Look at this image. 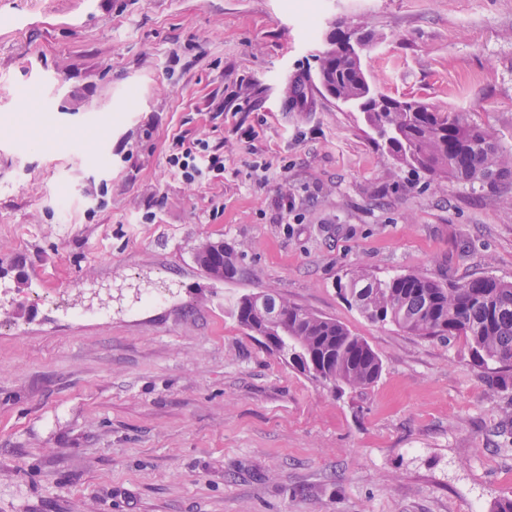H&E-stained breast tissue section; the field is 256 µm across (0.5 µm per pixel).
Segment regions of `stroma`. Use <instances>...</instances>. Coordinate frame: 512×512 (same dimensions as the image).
Instances as JSON below:
<instances>
[{
  "mask_svg": "<svg viewBox=\"0 0 512 512\" xmlns=\"http://www.w3.org/2000/svg\"><path fill=\"white\" fill-rule=\"evenodd\" d=\"M338 23L370 35L376 90L512 148V0H0V512L512 498V388L489 392L464 338L370 322L337 290L356 268L512 281V181L388 160L315 78ZM69 127L94 152L58 150ZM199 138L224 170L190 185L167 157ZM215 242L242 277L198 264ZM164 284L166 303H140ZM268 288L363 337L380 379L338 393L269 353L233 314ZM210 246H211V248H210ZM209 248H210L211 258H213V259H215L219 253H221V254L224 253V270L227 274H225L223 277L221 275L213 273L210 270H206V271L216 279H220V280L235 279L239 274V269H238L237 265L235 264V262L233 261L232 254L227 252L224 249V244H211V245L205 244V245H203L198 253V259H199L200 263L202 265H204V262L206 260L204 257V253H206L209 250Z\"/></svg>",
  "mask_w": 512,
  "mask_h": 512,
  "instance_id": "obj_1",
  "label": "stroma"
}]
</instances>
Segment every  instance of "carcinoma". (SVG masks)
Segmentation results:
<instances>
[{
  "label": "carcinoma",
  "mask_w": 512,
  "mask_h": 512,
  "mask_svg": "<svg viewBox=\"0 0 512 512\" xmlns=\"http://www.w3.org/2000/svg\"><path fill=\"white\" fill-rule=\"evenodd\" d=\"M315 62L318 76L327 78L343 103L364 112L366 124L397 162L440 183L452 178L483 187L512 179V148L467 113L436 111L396 98L386 111L369 112L376 92L349 50L325 51ZM339 292L371 322L426 338L464 337L478 366L499 365L487 377L489 386H512V282L479 277L447 285L415 273L381 279L357 269L339 283ZM264 294L282 308L279 324L268 326L247 306V294L237 299L234 314L247 330L264 331L277 340L278 356L288 365L334 389H366L381 377L383 361L365 339L273 290Z\"/></svg>",
  "instance_id": "cac0c4a2"
}]
</instances>
